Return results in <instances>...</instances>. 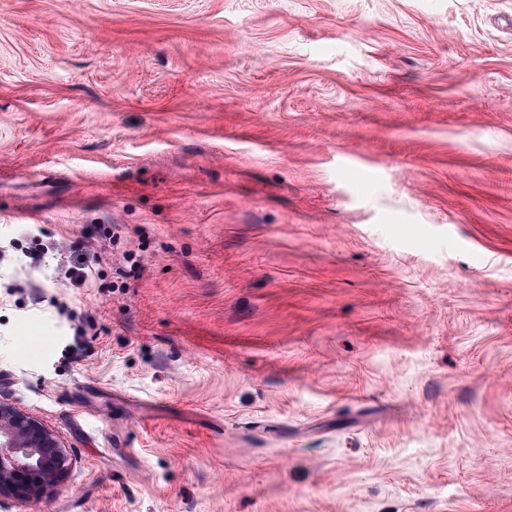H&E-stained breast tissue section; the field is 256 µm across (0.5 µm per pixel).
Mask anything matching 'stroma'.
Here are the masks:
<instances>
[{"label":"stroma","instance_id":"obj_1","mask_svg":"<svg viewBox=\"0 0 512 512\" xmlns=\"http://www.w3.org/2000/svg\"><path fill=\"white\" fill-rule=\"evenodd\" d=\"M504 13L0 0V512H512ZM72 458L41 419L0 402V496L29 502L60 486Z\"/></svg>","mask_w":512,"mask_h":512}]
</instances>
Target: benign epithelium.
<instances>
[{
  "label": "benign epithelium",
  "instance_id": "obj_1",
  "mask_svg": "<svg viewBox=\"0 0 512 512\" xmlns=\"http://www.w3.org/2000/svg\"><path fill=\"white\" fill-rule=\"evenodd\" d=\"M72 458L41 419L0 402V496L36 500L60 486Z\"/></svg>",
  "mask_w": 512,
  "mask_h": 512
}]
</instances>
